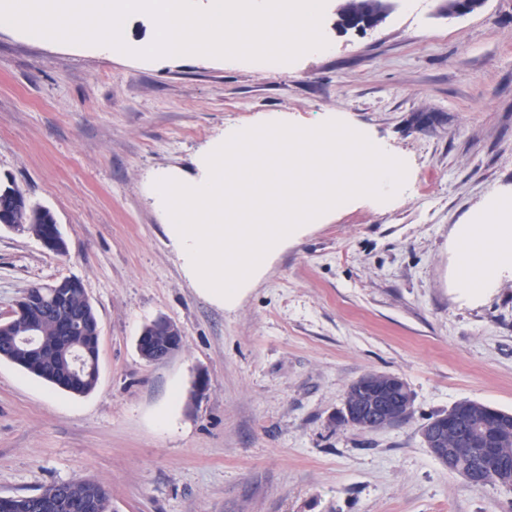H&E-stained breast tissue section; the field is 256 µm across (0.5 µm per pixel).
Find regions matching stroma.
I'll use <instances>...</instances> for the list:
<instances>
[{
  "mask_svg": "<svg viewBox=\"0 0 512 512\" xmlns=\"http://www.w3.org/2000/svg\"><path fill=\"white\" fill-rule=\"evenodd\" d=\"M395 0L377 27L338 26L329 53L276 70L223 59H143L0 28V180L54 214L67 255L0 228V315L23 291L80 279L101 327L99 380L74 395L0 360V495L83 477L117 512H512V488H468L421 442L429 416L471 400L512 413V276L468 296L453 245L512 204V0L441 17ZM333 115L404 160L400 198H352L306 223L225 307L193 286L145 193L189 181L231 128ZM177 324L158 363L143 327ZM401 377L404 424H342L349 385ZM178 400H171V391ZM151 333L142 332L136 341V349L140 357L147 362H160L178 351L183 342L181 330L173 322L165 318L154 320ZM163 330L167 339L161 343L155 342V331ZM145 336V340H141Z\"/></svg>",
  "mask_w": 512,
  "mask_h": 512,
  "instance_id": "35a3bbf8",
  "label": "stroma"
}]
</instances>
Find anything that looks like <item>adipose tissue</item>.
Returning <instances> with one entry per match:
<instances>
[{"label":"adipose tissue","mask_w":512,"mask_h":512,"mask_svg":"<svg viewBox=\"0 0 512 512\" xmlns=\"http://www.w3.org/2000/svg\"><path fill=\"white\" fill-rule=\"evenodd\" d=\"M511 238V225L493 219L473 225L457 248L460 288L478 294L495 287L502 273L512 267L503 248L504 241Z\"/></svg>","instance_id":"adipose-tissue-1"}]
</instances>
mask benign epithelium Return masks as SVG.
<instances>
[{
  "mask_svg": "<svg viewBox=\"0 0 512 512\" xmlns=\"http://www.w3.org/2000/svg\"><path fill=\"white\" fill-rule=\"evenodd\" d=\"M82 284L72 278L55 285L57 292L53 301L44 299V292L38 286L28 288L15 307L6 316H0V330L7 332L14 319L29 315L27 329L22 334L7 336L8 348H16L31 357L41 350L40 317L43 313L55 314L63 335L75 336L85 331L94 310L76 309L69 302L70 289ZM145 339L136 341L140 357L147 362H160L178 351L183 342L181 330L173 322L158 318L154 320L153 332H142ZM68 372L80 378L86 374L99 372V357L90 356L82 346L71 347L67 359ZM349 391L357 396V403H344L346 420L362 430H378L396 426L404 422L411 413V394L406 382L387 374H367L351 384ZM496 424L483 420L475 423L460 420L455 411L440 415L438 421H429L419 430L423 445L442 465L456 469L457 449L448 447V430L458 433L460 442L468 445L487 446L489 435Z\"/></svg>",
  "mask_w": 512,
  "mask_h": 512,
  "instance_id": "benign-epithelium-1",
  "label": "benign epithelium"
}]
</instances>
